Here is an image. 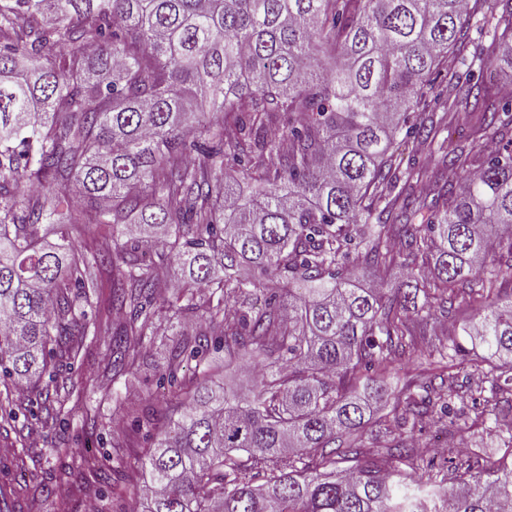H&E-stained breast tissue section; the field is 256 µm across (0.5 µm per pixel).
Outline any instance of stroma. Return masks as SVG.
<instances>
[{
  "label": "stroma",
  "mask_w": 512,
  "mask_h": 512,
  "mask_svg": "<svg viewBox=\"0 0 512 512\" xmlns=\"http://www.w3.org/2000/svg\"><path fill=\"white\" fill-rule=\"evenodd\" d=\"M99 308L108 315L109 326L86 343L73 364L58 369L57 380L64 386L75 387L78 395L71 398L61 423H46L44 406L17 412L15 429L0 435V450L10 449L13 456L40 459L43 471L56 472L70 462L73 454L93 453L110 459L108 481L89 480L65 491L22 493L24 512H87L96 504L98 512H139L138 499L123 495L122 488L136 473L131 466L136 458L146 454L152 441L147 434V422L158 416L169 393L159 385L170 350L180 331L195 332L205 326L198 315L187 316L175 324L169 311L157 309L153 324L144 340L140 358L131 374L119 378L111 372L112 341L128 321V314L112 310V269L105 266L97 274ZM464 315L457 308L439 305L433 309L426 326L416 332L415 353L399 361V375L405 380L425 381L438 373L432 358L447 348L452 339L468 344V337H457L456 331ZM414 456L433 462L437 472L435 488L447 492L452 458L484 466L486 459L502 457L494 437L485 423L468 424L463 437L449 439L444 427L427 417L416 424Z\"/></svg>",
  "instance_id": "35a3bbf8"
}]
</instances>
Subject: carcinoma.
I'll use <instances>...</instances> for the list:
<instances>
[{
	"mask_svg": "<svg viewBox=\"0 0 512 512\" xmlns=\"http://www.w3.org/2000/svg\"><path fill=\"white\" fill-rule=\"evenodd\" d=\"M486 0H0V408L10 387L63 410L52 362L76 359L98 306L95 271L112 267V309L130 319L112 348L128 373L164 283L141 256L180 265L174 313L212 331L180 334L165 377L175 387L157 445L138 460L142 512H503V455L448 493L398 463L402 434L365 455L379 404L400 419L450 415L459 378L475 380L489 434L512 448V298L496 252L512 256V107L491 87H460L455 52ZM512 0L492 14L479 60L512 67ZM209 118L187 139V100ZM288 114V151L274 126ZM467 142L439 135L448 114ZM437 158L394 166L392 146ZM421 216L422 223H409ZM106 229L115 248L99 243ZM402 244L417 263L384 282ZM253 277L241 275L242 270ZM265 306L244 310L250 289ZM423 292L476 307L461 324L473 358L425 395L386 377L414 346ZM270 365L250 396L211 386L245 358ZM196 361L178 377L184 360ZM107 459L74 455L58 484L98 479ZM259 478L264 484L257 488Z\"/></svg>",
	"mask_w": 512,
	"mask_h": 512,
	"instance_id": "cac0c4a2",
	"label": "carcinoma"
}]
</instances>
